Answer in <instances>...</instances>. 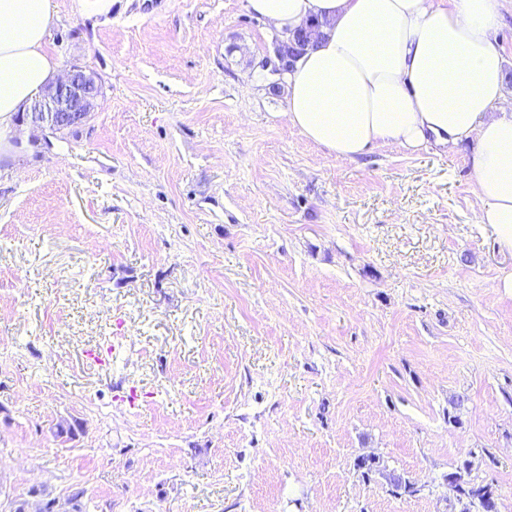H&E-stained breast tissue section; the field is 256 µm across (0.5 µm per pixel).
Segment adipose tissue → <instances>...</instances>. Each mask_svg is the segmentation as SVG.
Returning a JSON list of instances; mask_svg holds the SVG:
<instances>
[{
    "label": "adipose tissue",
    "mask_w": 512,
    "mask_h": 512,
    "mask_svg": "<svg viewBox=\"0 0 512 512\" xmlns=\"http://www.w3.org/2000/svg\"><path fill=\"white\" fill-rule=\"evenodd\" d=\"M288 37L322 21L286 76L288 123L339 159L477 145L476 221L512 249V102L495 44L503 0H246ZM54 0H0V129L52 81Z\"/></svg>",
    "instance_id": "1"
}]
</instances>
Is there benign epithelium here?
<instances>
[{
  "mask_svg": "<svg viewBox=\"0 0 512 512\" xmlns=\"http://www.w3.org/2000/svg\"><path fill=\"white\" fill-rule=\"evenodd\" d=\"M309 28L307 24L295 32L293 46L285 43L278 45L277 65L273 67L272 73L280 76L287 73L290 60L306 49ZM102 96L100 77L84 67L73 65L35 97L18 122L40 129L48 143L62 129L86 122L95 112ZM448 484L455 489L459 502L464 504L462 512H471L473 507L479 508V512L496 510L491 491L470 487L462 471L449 473Z\"/></svg>",
  "mask_w": 512,
  "mask_h": 512,
  "instance_id": "1",
  "label": "benign epithelium"
}]
</instances>
